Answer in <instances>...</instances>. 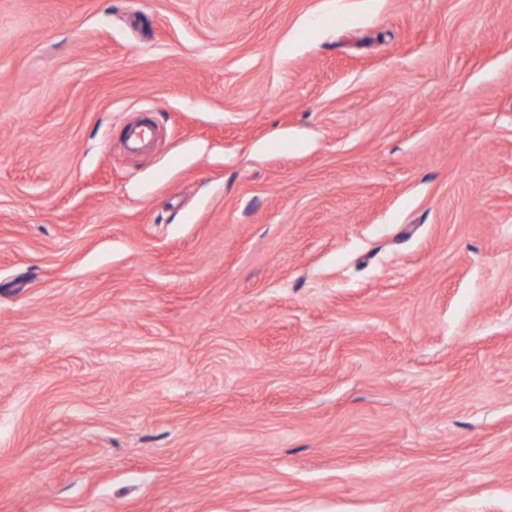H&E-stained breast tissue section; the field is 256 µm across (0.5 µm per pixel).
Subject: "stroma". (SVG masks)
Listing matches in <instances>:
<instances>
[{"label": "stroma", "instance_id": "stroma-1", "mask_svg": "<svg viewBox=\"0 0 512 512\" xmlns=\"http://www.w3.org/2000/svg\"><path fill=\"white\" fill-rule=\"evenodd\" d=\"M0 512H512V0H0Z\"/></svg>", "mask_w": 512, "mask_h": 512}]
</instances>
